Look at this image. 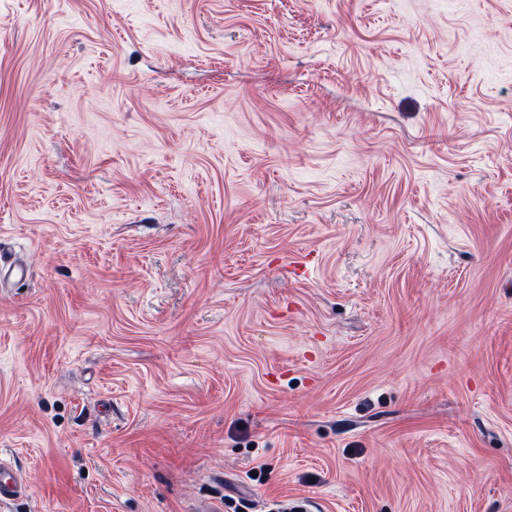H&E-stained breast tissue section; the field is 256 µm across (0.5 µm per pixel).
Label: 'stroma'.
<instances>
[{"mask_svg": "<svg viewBox=\"0 0 512 512\" xmlns=\"http://www.w3.org/2000/svg\"><path fill=\"white\" fill-rule=\"evenodd\" d=\"M0 512H512V0H0ZM23 492L18 475L7 465H0V502L11 500Z\"/></svg>", "mask_w": 512, "mask_h": 512, "instance_id": "stroma-1", "label": "stroma"}]
</instances>
